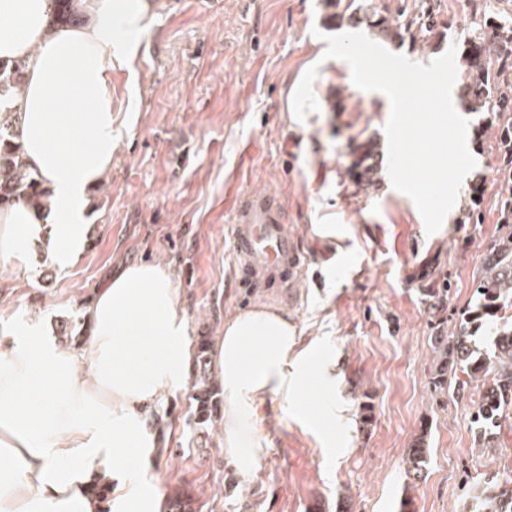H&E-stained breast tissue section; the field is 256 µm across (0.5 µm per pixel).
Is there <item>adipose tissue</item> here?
<instances>
[{
  "label": "adipose tissue",
  "instance_id": "adipose-tissue-1",
  "mask_svg": "<svg viewBox=\"0 0 512 512\" xmlns=\"http://www.w3.org/2000/svg\"><path fill=\"white\" fill-rule=\"evenodd\" d=\"M78 27L49 25L48 0H0V61L25 64L23 159L49 193L51 226L16 204L0 208V260L31 243L72 269L85 246L84 203L112 167V67L139 52L153 0H75ZM76 347L39 326L0 325V512H161L156 496L121 488L131 460L148 464L154 413L192 370L193 351L175 283L158 262L124 267L84 313ZM224 413V456L240 477L257 470L268 442L255 427L268 399L294 402L314 375L328 376L315 343L282 308L255 304L224 322L212 347ZM116 483L103 503L92 489Z\"/></svg>",
  "mask_w": 512,
  "mask_h": 512
}]
</instances>
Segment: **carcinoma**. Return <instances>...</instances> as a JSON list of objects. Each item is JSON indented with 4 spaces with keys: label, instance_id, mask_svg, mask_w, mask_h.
Returning <instances> with one entry per match:
<instances>
[{
    "label": "carcinoma",
    "instance_id": "cac0c4a2",
    "mask_svg": "<svg viewBox=\"0 0 512 512\" xmlns=\"http://www.w3.org/2000/svg\"><path fill=\"white\" fill-rule=\"evenodd\" d=\"M470 22L464 37V50L457 59L460 96L468 110L492 115L512 113V17L503 18L487 0H467ZM50 18L55 25L79 22L74 0H49ZM335 9L332 21L356 27L368 23L384 40L428 41L438 29L435 15L427 8L409 20H392L377 0H329ZM25 66L15 60L0 64V206L23 204L32 209L44 207L46 192L36 174L20 161L16 110L6 101L23 89ZM351 173L359 183L370 185L376 175L375 148L367 140L353 148ZM429 305L440 313L448 297V283L433 279V287L423 289ZM512 309V225L503 224L500 233L486 246V258L475 282V301L453 329L437 328L431 338L434 353L432 384L441 391L453 385L454 393L465 396L476 389L473 424L475 439L483 448H496L503 423L512 414V322L505 312ZM493 330L492 348L480 349L474 337L481 328ZM196 380L192 385L195 414L199 424L211 421L221 410V390L210 372V345L201 339L195 350ZM428 432L421 433L408 449L406 477L422 478L428 462ZM477 512H512V466L505 464L483 482L474 496ZM195 500L185 488L167 494L166 512H195Z\"/></svg>",
    "mask_w": 512,
    "mask_h": 512
}]
</instances>
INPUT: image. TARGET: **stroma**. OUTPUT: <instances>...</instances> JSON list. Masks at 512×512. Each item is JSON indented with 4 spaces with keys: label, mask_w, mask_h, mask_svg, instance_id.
<instances>
[{
    "label": "stroma",
    "mask_w": 512,
    "mask_h": 512,
    "mask_svg": "<svg viewBox=\"0 0 512 512\" xmlns=\"http://www.w3.org/2000/svg\"><path fill=\"white\" fill-rule=\"evenodd\" d=\"M137 57L112 69V168L91 190L89 242L60 271L39 263L0 273V322L16 328L69 321L118 264L157 260L175 273L189 341L217 338L224 320L256 303L288 310L319 339L333 381L314 379L286 406L270 400L256 426L269 448L257 471L227 487L234 470L218 432L199 430L193 377L159 406L162 430L151 468L132 464L130 492L191 486L200 512H469L486 473L512 459V431L479 451L471 432L476 394L434 392L435 320L423 290L431 270L450 284L447 321L473 301L486 243L501 227L500 133L512 117L469 118L476 160L442 228L427 234L414 203L388 174L390 102L358 88L349 65L326 57L336 34L324 0H154ZM439 33L428 44L387 43L413 61L462 46L464 0H433ZM373 140L377 183L355 186L353 144ZM280 194L285 226L307 266L288 298L242 288L230 222L238 197ZM373 407L358 426L362 402ZM429 428L420 480L405 458Z\"/></svg>",
    "instance_id": "stroma-1"
}]
</instances>
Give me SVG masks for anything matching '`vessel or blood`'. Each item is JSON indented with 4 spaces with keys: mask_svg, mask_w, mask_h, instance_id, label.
<instances>
[{
    "mask_svg": "<svg viewBox=\"0 0 512 512\" xmlns=\"http://www.w3.org/2000/svg\"><path fill=\"white\" fill-rule=\"evenodd\" d=\"M286 222V211L277 193L252 192L236 202L232 241L246 275L261 281L278 273V286L283 291L304 271L296 242L285 229Z\"/></svg>",
    "mask_w": 512,
    "mask_h": 512,
    "instance_id": "1",
    "label": "vessel or blood"
}]
</instances>
